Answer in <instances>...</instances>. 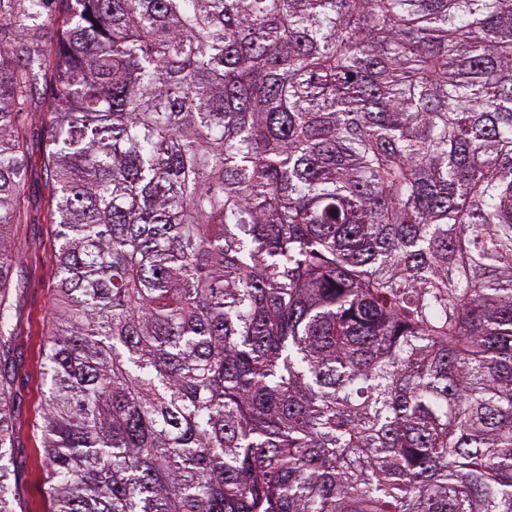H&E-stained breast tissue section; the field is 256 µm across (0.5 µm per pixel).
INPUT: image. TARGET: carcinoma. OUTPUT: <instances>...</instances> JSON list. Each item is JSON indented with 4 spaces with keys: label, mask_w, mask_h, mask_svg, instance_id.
<instances>
[{
    "label": "carcinoma",
    "mask_w": 512,
    "mask_h": 512,
    "mask_svg": "<svg viewBox=\"0 0 512 512\" xmlns=\"http://www.w3.org/2000/svg\"><path fill=\"white\" fill-rule=\"evenodd\" d=\"M48 75V512H512V0H0V512Z\"/></svg>",
    "instance_id": "1"
}]
</instances>
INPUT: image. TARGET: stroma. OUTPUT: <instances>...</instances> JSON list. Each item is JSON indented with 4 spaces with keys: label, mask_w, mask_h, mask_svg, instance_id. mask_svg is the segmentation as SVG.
<instances>
[{
    "label": "stroma",
    "mask_w": 512,
    "mask_h": 512,
    "mask_svg": "<svg viewBox=\"0 0 512 512\" xmlns=\"http://www.w3.org/2000/svg\"><path fill=\"white\" fill-rule=\"evenodd\" d=\"M51 82L39 85L32 118L33 137L28 141L32 159L28 185L29 217L14 231L11 241L21 266L12 278L20 311L19 330L13 344L15 367L10 398L14 431V468L21 512H48L46 496L49 464L43 448L45 400L42 386L43 354L55 309L57 270L54 258L56 225L46 221L50 204L41 169L44 110L50 100Z\"/></svg>",
    "instance_id": "stroma-1"
}]
</instances>
